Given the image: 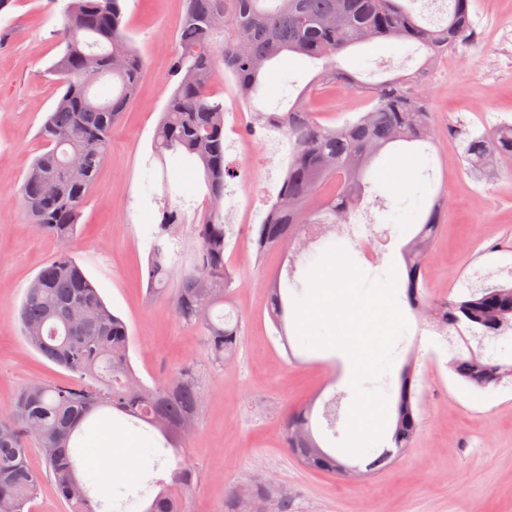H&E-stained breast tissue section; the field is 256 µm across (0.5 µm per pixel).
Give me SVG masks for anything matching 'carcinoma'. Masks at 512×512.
I'll list each match as a JSON object with an SVG mask.
<instances>
[{
	"mask_svg": "<svg viewBox=\"0 0 512 512\" xmlns=\"http://www.w3.org/2000/svg\"><path fill=\"white\" fill-rule=\"evenodd\" d=\"M124 0H67L62 55L50 70L59 76L63 93L40 128L45 151L25 176L22 194L32 223L59 243L55 256L26 289L16 320L26 341L43 357L73 374L57 384L34 382L22 389L11 411L0 417V512H29L43 478L70 512H106L112 490L100 491L80 471L82 448L77 438L95 413L111 409L138 419L165 440L159 452H178L202 407L196 372L185 367L165 382L148 385L137 376L129 355L130 333L121 317L104 303L97 286L73 258L82 207L111 148L112 129L136 95L144 65L131 45L124 22ZM416 0H184L185 13L177 35L178 50L171 73L177 77L155 129L153 156L196 163L203 169L210 206L196 225L186 252L181 243V212L169 204L160 209L151 231L146 267L153 292L171 291L177 318L199 327L211 360L222 365L234 358L243 327L232 314L215 310L230 303L234 275L226 251L229 225L224 223V189L233 172L225 164L224 101L215 87L228 76L239 95L252 102L261 91V77L271 62L295 54L322 61L315 75L324 89L344 86L362 94L369 108L336 126L320 123L312 113V97L300 93L283 112L253 109V124L274 130L288 141V170L277 201L263 223L256 225L255 244L262 255L288 246L298 235L311 241L297 251L304 258L323 245L332 232L350 221L369 194L381 210L395 217L386 198L368 179L373 162L401 143H431L434 126L421 73L393 76L374 86L361 84L337 57L348 48L386 42L397 50L417 45L426 51L422 68L472 41L473 0H448L446 18L421 24L406 3ZM224 21V43L217 44L211 21ZM99 62L90 79L76 80L88 64ZM463 159L476 172L484 164L512 158V123L462 139ZM79 156L76 169L67 167ZM57 182V194L44 192V179ZM444 202L433 199L418 235L402 249L404 288L416 314L429 300L423 266L441 230ZM291 267L285 283L265 286L268 311L282 342L285 293L302 287ZM175 288H170L172 280ZM79 309L89 317L73 332L63 313ZM435 320L448 329L459 325L477 340L512 334V286L484 284L468 294L437 305ZM464 382L480 389L512 381V364L484 359L468 349L450 362ZM414 370H401L391 447H410L418 415ZM312 407L287 417L284 437L301 463L315 471L335 473L339 460L317 442ZM53 448L45 472L27 462L29 441ZM141 512H186L181 495L164 486ZM224 512H288V495L256 479L247 502L233 492L224 498Z\"/></svg>",
	"mask_w": 512,
	"mask_h": 512,
	"instance_id": "cac0c4a2",
	"label": "carcinoma"
}]
</instances>
